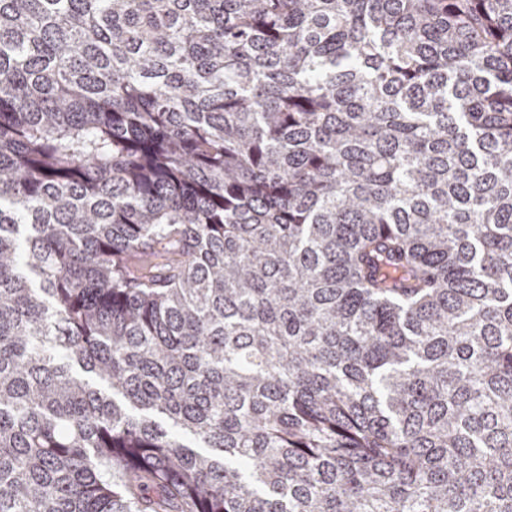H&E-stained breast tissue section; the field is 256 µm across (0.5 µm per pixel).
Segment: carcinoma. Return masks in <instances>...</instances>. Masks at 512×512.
Segmentation results:
<instances>
[{
    "instance_id": "carcinoma-1",
    "label": "carcinoma",
    "mask_w": 512,
    "mask_h": 512,
    "mask_svg": "<svg viewBox=\"0 0 512 512\" xmlns=\"http://www.w3.org/2000/svg\"><path fill=\"white\" fill-rule=\"evenodd\" d=\"M0 512H512V0H0Z\"/></svg>"
}]
</instances>
